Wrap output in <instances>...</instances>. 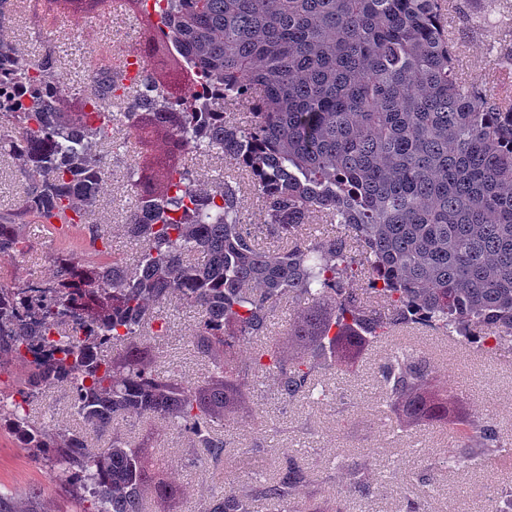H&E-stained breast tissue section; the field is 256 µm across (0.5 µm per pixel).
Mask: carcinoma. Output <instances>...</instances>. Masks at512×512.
I'll use <instances>...</instances> for the list:
<instances>
[{
	"instance_id": "obj_1",
	"label": "carcinoma",
	"mask_w": 512,
	"mask_h": 512,
	"mask_svg": "<svg viewBox=\"0 0 512 512\" xmlns=\"http://www.w3.org/2000/svg\"><path fill=\"white\" fill-rule=\"evenodd\" d=\"M439 2L154 0L158 21L141 48L169 70L137 74L134 93L105 70L83 96L54 57L24 62L0 35V154L27 181L20 213L48 226L67 215L66 227L101 242L92 254L58 253L49 280H0V368L20 370L0 388V428L57 469L75 512H143L144 496L179 494L144 465L145 448L112 429L119 419L162 420L218 458L229 401L252 371L286 399L323 404L315 380L347 364V336L369 346L417 323L512 348V105L460 75ZM47 3L53 14L85 5ZM226 103L246 107L250 123L224 117ZM117 124L144 147L167 133L163 154L130 172L134 204L121 235L140 254L129 264L90 223L106 175L99 147ZM205 152L248 176L276 248L240 224L236 176L204 180L188 165ZM316 216L335 234L313 238ZM24 228L0 216V259L23 253ZM79 267L84 314L66 322L59 308ZM173 298L199 312L195 344L210 364L201 382L164 374L148 346L167 335L161 307ZM285 300L297 305L287 334L311 344L296 355L261 342ZM247 347L243 363L238 350ZM380 373L417 422H447L448 401L462 397L452 386L424 396L425 360L403 349ZM56 386L71 391L90 429L112 431L108 449L32 419L34 400ZM471 430L477 442L462 439L436 467L504 450L490 422ZM336 472L368 489L361 470L338 460ZM303 481L291 459L248 495L213 493L210 512H258L264 500L292 512ZM0 512L50 510L38 493L1 492ZM491 512H512L511 486L497 490Z\"/></svg>"
}]
</instances>
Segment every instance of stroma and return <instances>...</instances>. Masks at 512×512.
<instances>
[{
  "label": "stroma",
  "instance_id": "obj_1",
  "mask_svg": "<svg viewBox=\"0 0 512 512\" xmlns=\"http://www.w3.org/2000/svg\"><path fill=\"white\" fill-rule=\"evenodd\" d=\"M490 8L502 23L486 29L478 25L477 18ZM41 17L38 8L0 15V35L18 45L23 60L52 55L65 76L82 83L92 59L88 24L78 17L58 15L53 19L57 31L49 37ZM448 28L460 72L499 97L512 96V88L500 83L498 60L500 47L512 45V0H450ZM101 151L109 161L108 177L92 221L113 234L126 219L129 201L122 184L140 149L119 128L112 144L102 146ZM59 249L58 241L32 231L26 253L13 265L17 277H49ZM166 311L171 332L155 344L160 369L204 380L208 360L192 346L198 321L195 311L176 301ZM401 345L428 359L434 382L463 385L471 411L490 419L501 442L512 448V354L479 357L421 325L399 329L393 338L369 347L358 362L325 377L330 399L323 405L304 398L282 402L270 379L255 377L249 418L225 422L221 435L226 456L218 462L203 458L188 436L161 421L119 420L115 426L132 442L146 445L150 461L183 487L184 496L174 512H208L214 491L228 485L242 494L255 479L274 481L292 458L305 471L300 499L307 510L320 502L332 512H406L407 500L419 499L426 512H487L488 484L494 480L512 484V464H499L492 474L481 466L449 471L435 467L436 456L458 451L461 434L453 425L432 429L393 419L379 366L393 347ZM32 409L35 416L53 417L60 425L85 427L66 389L46 391ZM340 455L369 461V494L339 493L336 458ZM0 491L23 495L39 491L55 512H71L52 469L36 463L2 430Z\"/></svg>",
  "mask_w": 512,
  "mask_h": 512
}]
</instances>
